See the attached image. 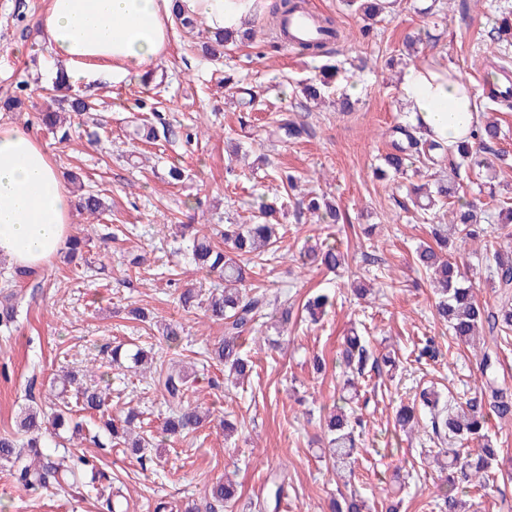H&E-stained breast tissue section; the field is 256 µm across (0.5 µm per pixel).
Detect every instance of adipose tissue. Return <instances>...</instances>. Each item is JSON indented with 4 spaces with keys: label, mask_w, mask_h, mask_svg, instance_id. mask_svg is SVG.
Wrapping results in <instances>:
<instances>
[{
    "label": "adipose tissue",
    "mask_w": 512,
    "mask_h": 512,
    "mask_svg": "<svg viewBox=\"0 0 512 512\" xmlns=\"http://www.w3.org/2000/svg\"><path fill=\"white\" fill-rule=\"evenodd\" d=\"M255 0H47L37 25L71 82L91 85L153 71L166 53L173 9L201 16L214 32H235ZM400 94L426 136L452 145L468 135L478 95L422 66L407 68ZM74 198L35 135L0 125V258L34 270L71 234Z\"/></svg>",
    "instance_id": "ef3b65f1"
}]
</instances>
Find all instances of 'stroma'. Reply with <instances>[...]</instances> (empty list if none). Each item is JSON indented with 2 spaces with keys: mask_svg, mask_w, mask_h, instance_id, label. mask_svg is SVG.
<instances>
[{
  "mask_svg": "<svg viewBox=\"0 0 512 512\" xmlns=\"http://www.w3.org/2000/svg\"><path fill=\"white\" fill-rule=\"evenodd\" d=\"M438 0L434 14L423 15L426 0H396L391 16L363 38L364 21L344 0H308L316 14L335 17L347 41L328 58L297 54L265 33L271 0H258L251 18L253 37L228 46L213 59L190 50L193 37L173 28L166 54L146 79L103 78L83 87L98 103L92 117L72 119V143H62L39 120L58 68L35 21L46 0H0V95L24 85L22 111H0V124L29 127L72 195L99 194L101 213L74 210L72 235L85 239L81 255L59 253L27 280L0 258V296L16 292L17 319L0 328V435L12 434L29 408L50 410L56 378L78 372L85 386H109L107 410L120 417L139 407L161 445L136 456L112 446L98 416L78 412L84 436L51 438L46 453L92 459L120 490V512H184L204 505L213 485L229 480L237 499L224 512H258L271 473L285 478L277 512H328L330 499L357 492L373 512H445L440 497L443 474L431 460L444 440L420 418L411 432L395 427L401 405L412 403L418 388L431 387L461 404L481 384L479 344L458 342L435 315L437 297L415 261V249L429 241L407 196L408 179H379L389 131L407 107L399 92L410 63L432 64L463 75L480 91L482 112L496 118L501 138L496 150L512 155V110H500L484 96L486 67L499 65L483 36L494 26L503 0ZM420 33L416 61L403 55L407 34ZM338 65L337 80L325 103L306 100L298 86L318 77L324 63ZM254 101L244 104V90ZM348 94L354 107L341 112L336 100ZM160 108L170 125L165 139L150 144L137 133L139 118ZM303 124L306 132L288 139L283 120ZM99 130L92 143L88 131ZM185 171L171 182L168 169ZM300 178L298 190L286 191L281 171ZM460 192L476 197L491 184L512 198V168L495 174L462 167ZM326 196L339 206L343 223H319L299 213L304 192ZM273 206L283 235L278 251L256 267L254 283L270 295L287 296L302 308L314 292H333L335 301L319 321L297 317L284 335L273 318L250 332L243 351L254 368L243 384L227 382L224 368L209 359L208 349L224 334L204 308L179 309L177 297L192 288L201 297L221 287L217 275L198 270L187 243L174 239L177 224L252 223L259 203ZM338 242L347 254L344 269L330 272L303 263L300 253L319 242ZM495 232L468 242L460 251L461 270L477 285L481 302H493L490 275ZM147 318L133 319L130 308ZM178 322L180 339L168 342L161 324ZM364 336L372 353L392 351L390 371H365L349 380L341 351L346 336ZM433 339L439 356L416 361L415 353ZM149 348L153 368H192L197 379L190 403L210 412L197 431L162 437L165 407L149 377L113 366L107 344ZM322 370H315V359ZM349 398L365 428L348 476L337 475L323 456L324 419L333 403ZM236 431L225 437V423ZM465 512H512V474L464 496ZM0 512H103L82 487L31 492L19 487L0 464Z\"/></svg>",
  "mask_w": 512,
  "mask_h": 512,
  "instance_id": "obj_1",
  "label": "stroma"
}]
</instances>
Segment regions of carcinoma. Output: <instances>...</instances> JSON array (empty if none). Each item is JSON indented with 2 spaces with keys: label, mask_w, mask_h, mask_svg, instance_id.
<instances>
[{
  "label": "carcinoma",
  "mask_w": 512,
  "mask_h": 512,
  "mask_svg": "<svg viewBox=\"0 0 512 512\" xmlns=\"http://www.w3.org/2000/svg\"><path fill=\"white\" fill-rule=\"evenodd\" d=\"M299 0H276L270 5L267 25L274 32V38H282L280 19L295 10ZM347 5L356 8L364 19L368 20L363 32L369 33L371 23L388 8V0H347ZM231 36L216 33L202 42V50L215 57L223 53L225 43ZM486 40L499 49L512 46V9L501 10L497 25L487 31ZM301 55L312 57L331 53V43L317 42L302 44L297 47ZM496 75L488 74L485 85L488 97L496 104L512 108V90L497 92L491 85L495 84ZM328 78L314 79L301 87L307 99H319L328 91ZM59 108L69 112L81 113L91 109V104L81 95L74 93L57 100ZM41 122L52 130L59 141L71 140V125L60 118L59 112L48 110L41 113ZM498 123L489 119L480 120L472 130V141L462 140L454 145L437 143L422 132L419 125L410 123L397 124L392 129L391 151L384 156L387 170L395 175H404L409 167H414L418 174L423 169L438 165L442 158H455L460 163H473L477 166H493L485 154L493 152V144L500 138ZM458 167H453L448 179L436 182L435 191L414 185L411 193L413 204L421 210L422 220L431 222V244L416 248L415 257L418 266L431 275L438 286L436 314L448 324L452 335L462 343H467L480 330L489 332V345L485 346L480 358L481 374L484 377L478 395L469 399L465 406L457 411H448V404L442 396L432 390L420 392L421 406L428 410L433 433H449L457 441H475L478 450L474 454L463 455L459 448H448L444 453L434 457L435 464L442 470H450L448 487L442 490V500L448 512H459L460 500L455 490L460 486L467 488H484L494 480L498 464V450L487 433L488 416L494 415L501 421L512 419V393L502 386L498 379L497 340L501 335L512 331V243L503 244L494 250L495 270L492 281L494 304L489 306L478 301L476 282L465 277L450 246L460 241L465 243L483 235L480 227L479 212L481 207L474 201L462 200L458 196ZM486 205L498 211V229L508 238H512V203L502 200L492 192L488 193ZM78 206L92 215L103 209L99 195L86 193L79 198ZM453 207L455 219L451 225L437 224L435 219L441 212ZM305 209L320 219L329 218L337 224L341 214L336 206L317 196L305 202ZM254 224L224 225V248L213 245L210 237L199 236L194 224H185L183 228L190 232L191 257L198 269L215 273L224 280V289L212 292L206 299V311L209 317L224 324V338L211 350L212 359L224 365V369L243 379L252 372V363L242 352L240 339L251 329L256 317L268 306L270 300L266 294L257 291L249 283V266L262 264L269 254L278 249L280 237L277 225L270 221L273 208L262 205L258 209ZM303 259L311 264L328 270H337L346 265L345 254L334 244L310 246L305 248ZM333 305V296L326 292L315 294L304 304V310L312 320H317L327 307ZM343 364L351 372L364 374L366 365L380 369V364L390 367L395 364V355L387 352L381 357L373 358L362 337L349 336L342 351ZM149 354L144 348L134 346L125 349L121 345L112 348V362L128 364V368L139 374L146 372ZM191 374L183 369L171 370L157 379L164 404L168 410L162 431L169 436H177L197 430L206 416L199 407L187 401L186 392ZM80 410L101 415L102 426L116 444L124 445L134 454L145 450V439L134 434L141 425L143 412L130 407L124 411V417L115 419L106 414L107 393L96 388L77 389ZM52 428L57 432L77 433L83 430V422L76 420L70 411L58 408L53 412ZM363 428V420L357 414H348L344 407L334 406L326 420L327 447L329 460L338 469H346L354 462L356 434ZM47 427L38 410H28L19 421L20 440L15 436L0 435V460L7 461L14 470L16 481L27 488H45L52 485L59 489L81 485L96 491L97 499L109 510H117L120 504L112 502V485L101 482V474L96 465L84 456H62L55 461H39L42 457ZM236 489L228 483H218L212 487L210 501L205 508L191 507L188 512H221L225 504L235 500ZM332 512H367L365 501L352 495L341 503H334Z\"/></svg>",
  "instance_id": "carcinoma-1"
}]
</instances>
